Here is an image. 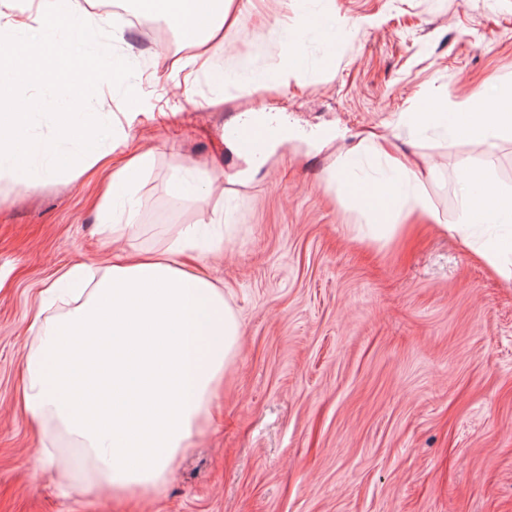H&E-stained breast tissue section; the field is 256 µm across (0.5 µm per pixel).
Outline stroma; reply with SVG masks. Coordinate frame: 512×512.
Returning a JSON list of instances; mask_svg holds the SVG:
<instances>
[{"mask_svg":"<svg viewBox=\"0 0 512 512\" xmlns=\"http://www.w3.org/2000/svg\"><path fill=\"white\" fill-rule=\"evenodd\" d=\"M229 13L210 59L225 81L200 78L190 103L171 74L190 47L155 37L164 20L146 31L114 19L145 72L85 111L88 124L112 125L117 154H154L135 235L101 233L107 174H74L80 144L37 162L35 188H0V512H512V282L454 235L374 233L379 215L339 184L345 154L373 137L385 152L363 156L364 175L392 156L426 159L423 188L447 220L470 174L512 191L500 173L511 140L490 150L401 123L512 79V0H233ZM299 15L322 26L289 50L279 25ZM284 58L294 74L271 83ZM241 63L266 91L232 79ZM217 91L224 109L213 112L205 100ZM174 106L175 122L160 119ZM244 112L284 113L294 131L249 175L223 141ZM174 158L212 175L209 197L171 192ZM218 202L222 224L183 263L223 288L242 335L202 433L155 494L85 491L99 480L93 460L40 464L42 429L18 405L41 291L69 266L108 268L115 248L164 249Z\"/></svg>","mask_w":512,"mask_h":512,"instance_id":"stroma-1","label":"stroma"}]
</instances>
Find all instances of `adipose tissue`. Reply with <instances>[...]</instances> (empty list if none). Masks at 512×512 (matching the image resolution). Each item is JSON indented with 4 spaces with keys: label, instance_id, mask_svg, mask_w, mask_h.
Returning a JSON list of instances; mask_svg holds the SVG:
<instances>
[{
    "label": "adipose tissue",
    "instance_id": "obj_1",
    "mask_svg": "<svg viewBox=\"0 0 512 512\" xmlns=\"http://www.w3.org/2000/svg\"><path fill=\"white\" fill-rule=\"evenodd\" d=\"M232 0H142L139 16L146 21L165 18L191 49L180 61L178 86L192 96L200 76L209 74L208 51L220 37ZM82 41L76 56L61 51L46 17ZM31 37L46 60L40 80L63 92L68 107L57 115L58 140L84 142L96 135L85 120L86 94L91 84L112 85L139 62L132 55L114 57L98 50L99 38L124 42L107 15H90L80 0H0V178L13 186L32 187L30 166L49 158L55 142L20 135L22 117L51 110V103L23 92L32 70L18 35ZM482 92L468 99L429 105L404 123L418 133L446 123L451 139L470 138L495 147L512 140V113L499 107L484 109ZM152 166L151 152L110 166L95 149L74 162L76 173L95 167L107 170V185L97 206L101 224L133 228L136 193L142 175ZM407 193L396 197L386 182L358 185L351 197L363 208L386 213L399 208L424 217L433 228L452 233L495 273L512 282V230L494 225L503 217L512 222V195L484 178L474 181L455 222L444 221L424 192L417 172L399 160L390 164ZM484 225L475 236L474 225ZM201 233L198 225H182L159 254L136 259L113 256L111 267L90 281L82 267L62 271L44 296L59 285L79 297L74 309L47 320L36 312L30 331L34 348L28 353L22 404L30 418L60 427L78 447L93 457L104 482L117 494L147 496L162 484L178 455L192 447L202 432L212 394L233 360L240 324L209 277L185 270L178 258L192 251Z\"/></svg>",
    "mask_w": 512,
    "mask_h": 512
}]
</instances>
